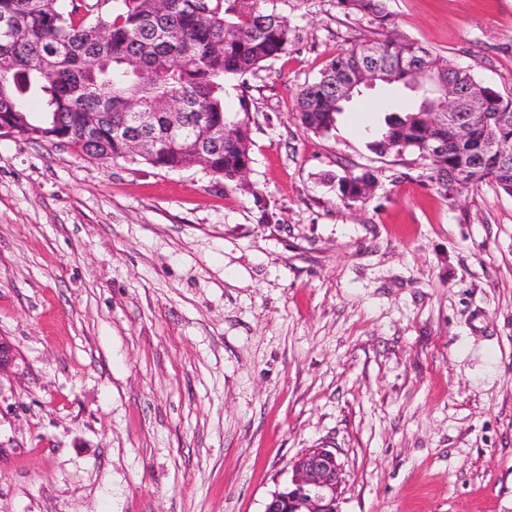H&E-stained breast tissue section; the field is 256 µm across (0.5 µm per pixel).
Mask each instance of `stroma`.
Wrapping results in <instances>:
<instances>
[{
  "label": "stroma",
  "instance_id": "obj_1",
  "mask_svg": "<svg viewBox=\"0 0 512 512\" xmlns=\"http://www.w3.org/2000/svg\"><path fill=\"white\" fill-rule=\"evenodd\" d=\"M384 5L512 94V0ZM267 7L287 53L224 91L245 186L0 137V512H265L313 448L340 512H512V196L368 151L378 91L306 131L300 87L364 30L337 0ZM377 176L372 170H366L361 175L345 176L339 179L338 189L342 199L348 201H360L366 198V194L362 197L359 196V184H370L375 187L377 183Z\"/></svg>",
  "mask_w": 512,
  "mask_h": 512
}]
</instances>
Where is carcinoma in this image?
Instances as JSON below:
<instances>
[{
  "label": "carcinoma",
  "mask_w": 512,
  "mask_h": 512,
  "mask_svg": "<svg viewBox=\"0 0 512 512\" xmlns=\"http://www.w3.org/2000/svg\"><path fill=\"white\" fill-rule=\"evenodd\" d=\"M84 0H0V124L35 139L60 138L103 161L136 162L166 170L194 166V158L172 149L168 141V103L177 102L181 133L213 147L212 175L242 185L239 174L251 167L248 119L224 107V82L243 77L262 63L288 51L292 31L287 22L263 9L259 0H113L112 18L91 12ZM371 36L336 51L320 75L297 93L296 118L308 131L326 135L342 110L337 101L342 81L367 65L363 50L374 44L382 53L373 60L391 76L386 87L407 88L415 66L441 63L448 91L459 96L482 93L485 108L466 112L473 138L460 145L448 130L435 156L418 115L422 98L397 100L386 110L367 148L375 154L409 150L428 162L432 179L448 194L445 171L456 174L462 191L487 185L512 196V157L485 151L486 130L512 149V95L484 85L468 68L460 70L430 48L389 31L382 0H339ZM156 113L150 131L163 140L161 150L128 156L123 137L132 130L129 112ZM366 170L338 181L342 199L358 201L359 185H376Z\"/></svg>",
  "instance_id": "carcinoma-1"
}]
</instances>
